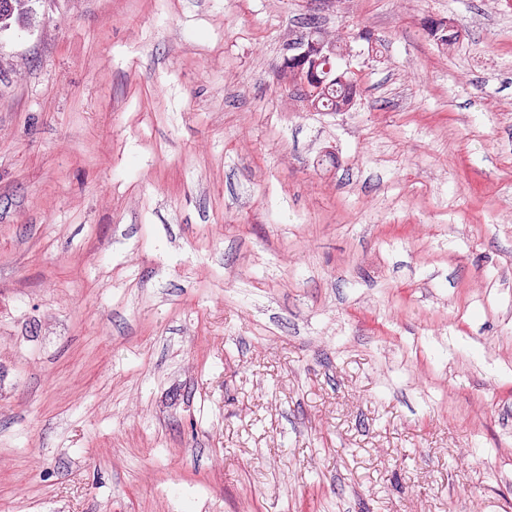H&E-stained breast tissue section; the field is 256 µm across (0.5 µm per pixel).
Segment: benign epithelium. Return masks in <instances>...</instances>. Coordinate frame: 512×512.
Returning a JSON list of instances; mask_svg holds the SVG:
<instances>
[{
  "mask_svg": "<svg viewBox=\"0 0 512 512\" xmlns=\"http://www.w3.org/2000/svg\"><path fill=\"white\" fill-rule=\"evenodd\" d=\"M38 0H19L17 8L21 13H36L35 3ZM14 6L0 13V28L10 27ZM290 66L284 68L289 85L300 92L303 101L310 109L317 106L322 93L336 80H345L348 70L339 68L337 60L342 51L334 41L327 40L321 35L320 29L310 26L308 31L294 41L288 43L286 48Z\"/></svg>",
  "mask_w": 512,
  "mask_h": 512,
  "instance_id": "obj_1",
  "label": "benign epithelium"
}]
</instances>
